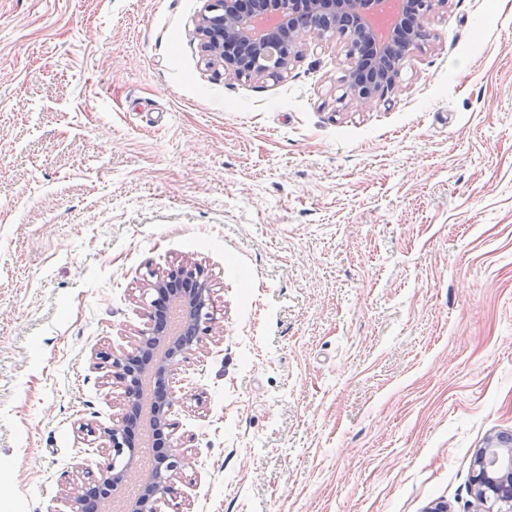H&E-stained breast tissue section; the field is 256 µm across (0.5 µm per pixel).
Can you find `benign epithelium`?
Listing matches in <instances>:
<instances>
[{
	"label": "benign epithelium",
	"instance_id": "benign-epithelium-1",
	"mask_svg": "<svg viewBox=\"0 0 512 512\" xmlns=\"http://www.w3.org/2000/svg\"><path fill=\"white\" fill-rule=\"evenodd\" d=\"M380 0H212L194 30L204 56L235 78H273L288 69L296 56L303 28L300 18L315 20L314 29L344 38L353 66L348 71L346 97L360 110L384 99L395 87L400 65L411 47L426 40L434 10L447 0H399V16L392 22L386 44L377 46L367 17ZM148 290L156 295L145 308L147 326L129 340V348L100 354L111 377L122 388L121 422L98 429L82 423L79 430L101 445L105 460L97 464L99 476L88 482H66L53 512H111L114 497L138 473L131 441L132 429L141 426L139 408L143 378L153 376L164 384L190 356L202 350L204 340L221 333L222 320L212 300V285L204 269L193 262L166 272L149 274ZM184 315L186 334L173 338L167 332L170 309ZM174 400L167 391L153 401L155 438L174 429ZM183 458L169 449L155 458L151 473L141 477V493L128 512H164L171 505L182 512L183 492L178 487ZM476 498L486 503H512V435L499 434L475 456L471 480Z\"/></svg>",
	"mask_w": 512,
	"mask_h": 512
}]
</instances>
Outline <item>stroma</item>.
Returning a JSON list of instances; mask_svg holds the SVG:
<instances>
[{
	"label": "stroma",
	"mask_w": 512,
	"mask_h": 512,
	"mask_svg": "<svg viewBox=\"0 0 512 512\" xmlns=\"http://www.w3.org/2000/svg\"><path fill=\"white\" fill-rule=\"evenodd\" d=\"M208 0H0V503L49 512L119 419L96 356L148 272L211 274L173 386L189 512H477L512 431V0H449L372 108L347 46L208 67ZM511 443V433L499 434L476 453L471 483L480 502L493 500L490 493L495 492L498 501L512 503Z\"/></svg>",
	"instance_id": "obj_1"
}]
</instances>
